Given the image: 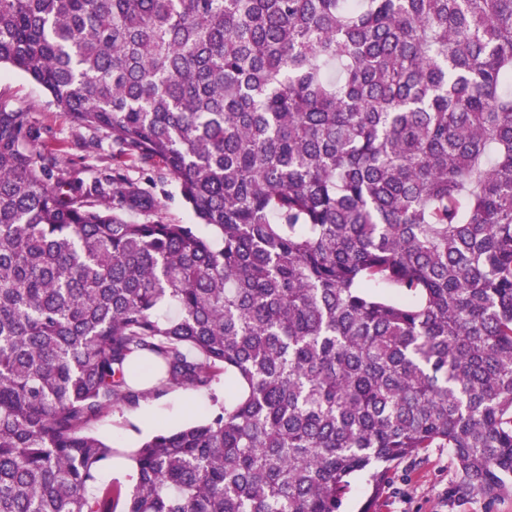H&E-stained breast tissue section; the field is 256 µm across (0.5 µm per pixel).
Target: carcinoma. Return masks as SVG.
I'll list each match as a JSON object with an SVG mask.
<instances>
[{"label": "carcinoma", "mask_w": 512, "mask_h": 512, "mask_svg": "<svg viewBox=\"0 0 512 512\" xmlns=\"http://www.w3.org/2000/svg\"><path fill=\"white\" fill-rule=\"evenodd\" d=\"M2 65L197 223L0 103V512H339L428 448L512 493V0H0ZM220 375L98 483L109 409ZM0 100L28 112H34L41 125L50 133L38 146V149L58 154L61 165L72 175L90 181L93 171H108L119 167L120 172L129 180L136 182L143 190L152 195L156 202L158 216L166 223L194 224L196 219L182 199L178 188L158 166H146L112 158V149L106 141L99 154L93 158L82 157L74 149L78 135L89 137L90 132L77 129L69 117L50 102L45 89L26 74L2 66L0 71ZM372 492L368 476L365 473L355 474L343 497V512H358V509L369 498Z\"/></svg>", "instance_id": "cac0c4a2"}]
</instances>
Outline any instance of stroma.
Returning a JSON list of instances; mask_svg holds the SVG:
<instances>
[{"label":"stroma","mask_w":512,"mask_h":512,"mask_svg":"<svg viewBox=\"0 0 512 512\" xmlns=\"http://www.w3.org/2000/svg\"><path fill=\"white\" fill-rule=\"evenodd\" d=\"M0 100L35 113L49 131L39 144L42 151L58 154L61 165L72 175L91 180L97 171L114 168L152 195L164 222L191 224L195 217L182 199L178 188L157 166L129 161L119 162L110 148H102L95 157H82L74 148L79 134L69 117L50 102L45 89L19 71L0 70ZM188 388H174L158 397H147L138 406H119L93 426L94 434L112 445L118 456H126L149 431L140 417L150 411L159 416L160 429H176L203 420L207 412L219 410L224 403V384L216 382L208 390L207 408L187 410ZM455 479L453 457L448 449H428L424 460H405L389 475V485L379 498H372L368 476L355 474L343 497V512H358L361 505L371 503L373 512H512V495L490 502L482 498L462 500L454 497L451 486Z\"/></svg>","instance_id":"obj_1"}]
</instances>
